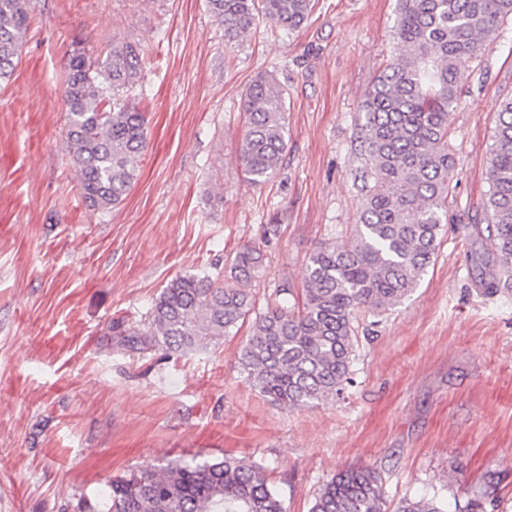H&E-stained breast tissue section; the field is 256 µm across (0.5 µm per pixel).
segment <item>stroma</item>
Listing matches in <instances>:
<instances>
[{"mask_svg":"<svg viewBox=\"0 0 512 512\" xmlns=\"http://www.w3.org/2000/svg\"><path fill=\"white\" fill-rule=\"evenodd\" d=\"M395 0H315L287 33L259 20L240 44L204 0H34L21 58L0 83V512H77L113 478L171 460L263 468L286 512H310L328 477L377 468L389 507L427 494L464 506L484 474L512 512V283L485 293L467 232L485 224L499 103L512 97V18L459 64L451 111L454 201L437 257L400 306L364 313L351 381L312 409L272 405L241 374V337L186 353L135 352L172 279L223 271L259 242L258 303L301 284L320 243L358 220L360 105L392 51ZM142 58L148 147L125 199L88 210L64 150L72 54L113 44ZM264 71L288 90V150L268 183L237 163L242 94ZM279 226L265 236L266 227Z\"/></svg>","mask_w":512,"mask_h":512,"instance_id":"obj_1","label":"stroma"}]
</instances>
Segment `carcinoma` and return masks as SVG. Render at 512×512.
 <instances>
[{
	"label": "carcinoma",
	"mask_w": 512,
	"mask_h": 512,
	"mask_svg": "<svg viewBox=\"0 0 512 512\" xmlns=\"http://www.w3.org/2000/svg\"><path fill=\"white\" fill-rule=\"evenodd\" d=\"M31 0H0V80L19 63ZM224 43L248 37L259 18L289 32L308 21L312 0H206ZM512 16V0H396L394 56L361 105L365 194L359 221L345 240L321 243L308 257L303 288L285 280L260 309L253 288L262 250L243 245L224 274L179 276L153 299L147 330L110 329L132 350L189 351L217 343L249 324L241 373L272 403L313 408L350 382L364 312L392 309L419 287L436 257L453 202L455 160L448 145L450 111L461 92L458 62L477 59ZM141 79L128 43L102 61L70 57L62 84L67 111L65 155L78 173L88 209L118 206L138 178L148 144L145 113L127 101ZM287 89L260 73L243 95L245 129L238 161L261 185L280 170L288 149ZM488 222L470 235L485 241L474 253L487 292L512 276V97L499 105L487 169ZM499 477L485 476L460 512H488ZM88 512H285L262 467L236 459L194 460L143 468L108 482ZM311 512H387L381 473L353 467L332 475ZM394 512H447L425 496L405 498Z\"/></svg>",
	"instance_id": "cac0c4a2"
}]
</instances>
